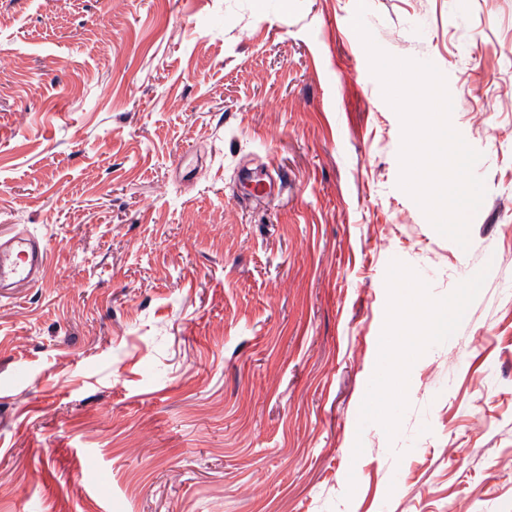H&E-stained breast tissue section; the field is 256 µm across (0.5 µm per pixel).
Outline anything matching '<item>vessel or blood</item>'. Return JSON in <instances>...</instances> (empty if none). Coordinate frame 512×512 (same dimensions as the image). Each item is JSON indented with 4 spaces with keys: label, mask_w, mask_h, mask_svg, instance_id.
<instances>
[{
    "label": "vessel or blood",
    "mask_w": 512,
    "mask_h": 512,
    "mask_svg": "<svg viewBox=\"0 0 512 512\" xmlns=\"http://www.w3.org/2000/svg\"><path fill=\"white\" fill-rule=\"evenodd\" d=\"M46 250L36 238L17 235L0 241V288L39 282L45 269Z\"/></svg>",
    "instance_id": "obj_1"
}]
</instances>
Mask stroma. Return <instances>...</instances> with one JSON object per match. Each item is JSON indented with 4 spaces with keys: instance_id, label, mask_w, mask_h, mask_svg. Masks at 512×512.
<instances>
[{
    "instance_id": "stroma-1",
    "label": "stroma",
    "mask_w": 512,
    "mask_h": 512,
    "mask_svg": "<svg viewBox=\"0 0 512 512\" xmlns=\"http://www.w3.org/2000/svg\"><path fill=\"white\" fill-rule=\"evenodd\" d=\"M356 5L0 0V238L47 245L0 293V512H512V0H366L482 154L465 248Z\"/></svg>"
}]
</instances>
